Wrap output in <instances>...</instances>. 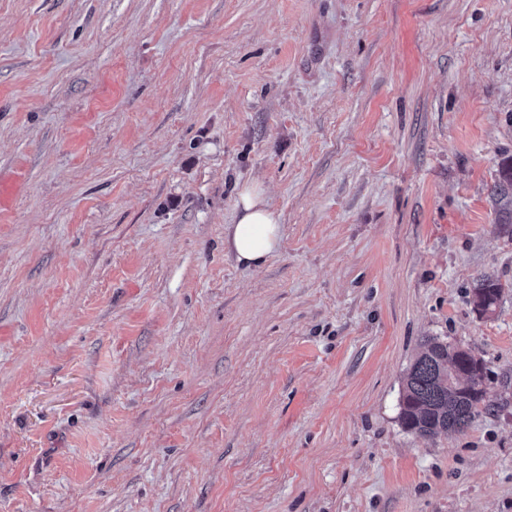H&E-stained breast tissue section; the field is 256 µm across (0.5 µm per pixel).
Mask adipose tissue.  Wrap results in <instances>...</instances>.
<instances>
[{
    "instance_id": "obj_1",
    "label": "adipose tissue",
    "mask_w": 512,
    "mask_h": 512,
    "mask_svg": "<svg viewBox=\"0 0 512 512\" xmlns=\"http://www.w3.org/2000/svg\"><path fill=\"white\" fill-rule=\"evenodd\" d=\"M284 234L276 214L256 183L243 186L231 224L224 227V248L244 266H258L278 250Z\"/></svg>"
}]
</instances>
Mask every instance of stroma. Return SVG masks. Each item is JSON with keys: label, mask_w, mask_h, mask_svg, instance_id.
<instances>
[{"label": "stroma", "mask_w": 512, "mask_h": 512, "mask_svg": "<svg viewBox=\"0 0 512 512\" xmlns=\"http://www.w3.org/2000/svg\"><path fill=\"white\" fill-rule=\"evenodd\" d=\"M510 155L512 0H0V512H512ZM491 195L496 223L512 225V158L499 165ZM284 228L257 183L239 191L232 224L224 226V248L246 267L259 266L279 249ZM501 293L502 286L497 280L491 277H483L473 289L472 300L475 307L487 312L497 304ZM456 345L428 336L407 369L402 396L401 421L407 431L421 436L459 433L486 409L472 387L462 386L464 370Z\"/></svg>", "instance_id": "35a3bbf8"}]
</instances>
